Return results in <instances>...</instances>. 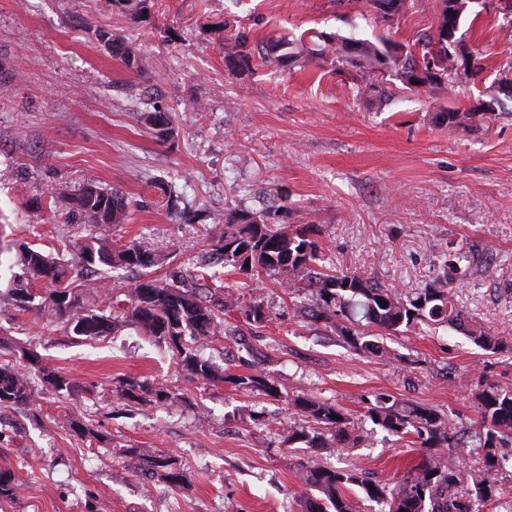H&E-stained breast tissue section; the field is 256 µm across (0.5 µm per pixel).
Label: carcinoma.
Here are the masks:
<instances>
[{"instance_id": "carcinoma-1", "label": "carcinoma", "mask_w": 512, "mask_h": 512, "mask_svg": "<svg viewBox=\"0 0 512 512\" xmlns=\"http://www.w3.org/2000/svg\"><path fill=\"white\" fill-rule=\"evenodd\" d=\"M144 0H108L111 7L132 18L143 11ZM390 20H398L418 7V0H387ZM468 12H457L450 0H436V25L417 42L420 50L381 38L378 42L339 35L312 33L320 41L319 48H300L289 54L295 62L306 65L316 57L330 62L339 73L347 66L362 73L364 90L388 101L394 95L393 81L402 89L419 92L425 89L451 91L459 83L448 70V33L458 31ZM99 41L128 68H139L130 47L111 33H98ZM249 38L243 32L224 36V59L233 68L248 59ZM436 122L450 127H470L473 113L459 110L439 112ZM144 121L167 141L172 134L167 115L160 110L144 113ZM57 211L73 216L97 233L77 244L71 258L54 257L26 243L3 245L0 255H13L12 265L19 272L12 275L7 300L18 311H33L48 325L62 324L75 338L92 341L112 334L117 324L137 326L158 343L177 353L187 374L202 383H229L241 393L258 394L270 400L285 402L298 410L306 425L285 429L282 444L301 443L318 452L323 448H357L367 439L360 423L337 404L305 393L285 394L280 382L261 372L231 373L222 370L210 357L202 354L199 341L212 340L227 333L224 317L235 312L246 324L263 327L268 321L264 303L240 296L219 286L203 296L198 285L187 283L184 275L169 280L146 277L132 283L115 296L116 308H101L97 296L111 295V277L96 281L88 273L105 266L114 269H148L161 266L167 255L160 254L140 241H129L112 247L108 232L116 224L129 220V204L123 192L102 186L95 178L87 179L72 195H51ZM218 225L212 237V258L236 273L253 278L265 275L275 278L285 288L309 291L315 297L310 318L331 329L360 356L383 353L378 341L382 332H398L417 324H447L463 332L477 347L499 354L512 351L507 339L486 331L466 317L456 306L454 293L448 288V273L442 272L410 296L388 288L373 277L357 271L326 270L320 265L321 246L314 235L315 224L294 226L270 223V213L229 210L211 217ZM472 260L458 253L449 263L455 279L462 282L469 275ZM44 283L36 290L34 285ZM190 341H185V338ZM0 409L28 406L37 394L35 382L42 390L57 395H71L78 384L45 363L32 348L0 337ZM481 415L479 426L470 429L458 416L438 408L377 393L366 400L365 418L375 426L423 450L422 460L411 467L406 476L395 483L371 482L355 465L343 468L324 466L310 460L303 467L301 482L318 492L304 502L305 512H358L359 500L380 506L379 512H475L477 504H505L499 474L512 458L500 448L512 443V389L496 383L478 381L470 388ZM120 395L144 404H173L176 393L154 387L147 380L125 378L120 382ZM155 474L174 487L184 481L175 461L160 456L152 461ZM19 480L9 471H0V501L12 500Z\"/></svg>"}]
</instances>
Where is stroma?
<instances>
[{"label": "stroma", "mask_w": 512, "mask_h": 512, "mask_svg": "<svg viewBox=\"0 0 512 512\" xmlns=\"http://www.w3.org/2000/svg\"><path fill=\"white\" fill-rule=\"evenodd\" d=\"M420 0L398 21L363 17L361 0H147L139 20L107 0H0V237L69 256L88 225L49 209L54 192L73 193L87 177L138 200L112 242L149 243L175 257L148 269L154 279L194 270L210 249V222L186 224L150 203L147 181L161 178L179 209L220 214L266 209L277 224H315L325 265L361 271L405 295L441 272L450 250L480 261L455 289L457 305L512 340V112L474 120L466 130L438 125L436 112L482 110L501 97V65L512 42L503 14L464 20L457 32L486 67L454 91L397 92L388 102L354 96L358 69L327 63L224 61L227 30L254 45L301 33H338L411 45L435 20ZM106 30L134 48L142 68H125L96 40ZM160 105L173 138L159 142L142 114ZM226 289L263 301L260 329L232 314L236 336L206 343L233 373L261 371L283 391H304L361 415L383 392L434 405L475 426L470 383L512 388V354H492L459 331L418 325L380 336L383 357L356 355L296 309L301 297L275 279L221 269ZM0 336L33 344L74 378L72 395L46 393L0 410V470L20 479L0 512H302L299 480L307 451L282 445L280 430L300 415L286 403L191 379L172 351L126 325L94 343L0 301ZM137 377L179 394L171 406L120 397ZM98 438L73 432L72 413ZM361 447L322 449L318 460L356 464L394 481L422 459L370 421ZM172 457L185 475L173 487L150 463Z\"/></svg>", "instance_id": "35a3bbf8"}]
</instances>
